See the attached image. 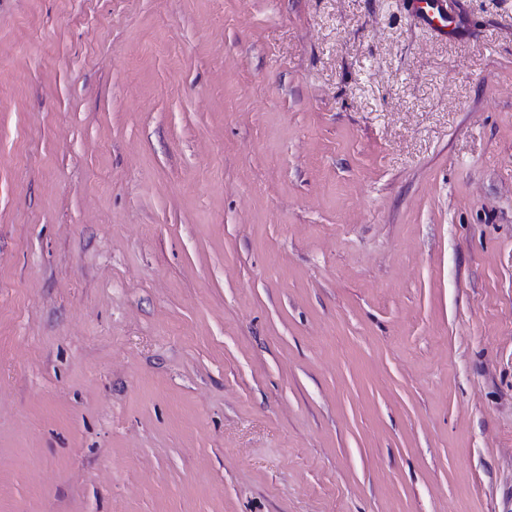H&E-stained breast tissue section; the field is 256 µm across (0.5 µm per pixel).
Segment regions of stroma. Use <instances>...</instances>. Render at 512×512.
<instances>
[{"instance_id": "35a3bbf8", "label": "stroma", "mask_w": 512, "mask_h": 512, "mask_svg": "<svg viewBox=\"0 0 512 512\" xmlns=\"http://www.w3.org/2000/svg\"><path fill=\"white\" fill-rule=\"evenodd\" d=\"M0 0V512H512V0ZM418 16L428 25L444 29L448 27L445 0H415Z\"/></svg>"}]
</instances>
